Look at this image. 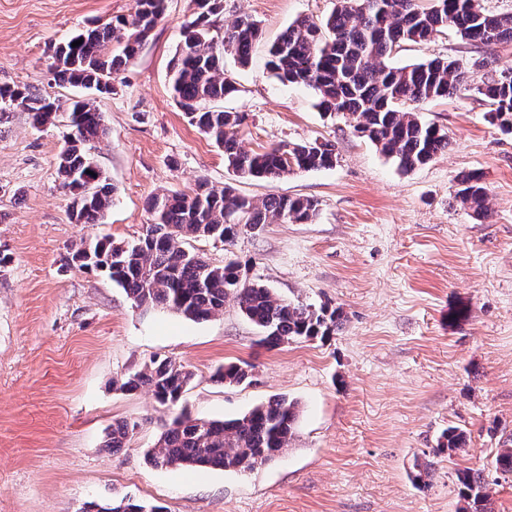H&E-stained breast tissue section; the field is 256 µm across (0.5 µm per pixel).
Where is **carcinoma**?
<instances>
[{"instance_id":"cac0c4a2","label":"carcinoma","mask_w":512,"mask_h":512,"mask_svg":"<svg viewBox=\"0 0 512 512\" xmlns=\"http://www.w3.org/2000/svg\"><path fill=\"white\" fill-rule=\"evenodd\" d=\"M196 11L182 26V39L171 60L169 82L174 99L188 123L224 149V162L245 180L275 181L298 170L329 169L336 165V145L315 138L281 142L259 151L247 150L239 139L245 114L212 106L236 91L224 77V56L244 66L262 29L250 16L237 17L220 29L215 17L224 0H194ZM165 0H136L129 17L88 25L53 50L55 81L98 95L113 91L111 82L136 57L164 14ZM451 31L476 48L512 41V12L488 11L483 0H336L329 16L304 17L288 25L269 48L272 76L282 83L302 84L314 91L318 106L342 114L353 131L370 140L403 171L415 169L448 149V134L421 120L406 106L419 105L458 93L474 92L487 106L486 119L512 134V79L498 74L480 85L472 83L469 62L435 57L396 66L393 55L407 43L428 41ZM82 41L74 47L72 43ZM27 112L36 127L55 124L61 104L34 86L0 84V120L8 112ZM71 132L59 158L61 186L71 200V219L98 224L112 206L113 187L103 173H88L94 157L87 145L102 136L105 115L90 98L68 108ZM455 198L477 215L488 213L480 175L464 172L457 178ZM318 203L308 197L269 194L261 201L217 188L202 179L190 192L164 191L147 202L150 215L138 238L116 241L106 235L81 242L72 258L90 250L104 256L105 273L123 288L135 307L166 309L192 320H207L235 303L263 333L259 343L270 347L293 339L326 338L340 330L337 309L285 301L270 288L249 281L240 264L213 266L193 251L199 239L231 242L240 225L263 230L267 224L312 221ZM193 373L174 359H152L122 383L145 388L171 411L169 427L145 450L157 469L222 468L250 471L288 448L300 415L298 402L275 396L231 420L193 418L178 409ZM215 377L241 384L250 377L246 366L227 364ZM137 424L112 425L103 447H126ZM464 444L463 433L451 427L438 452L453 453ZM463 512H492L490 491L481 474L458 471ZM96 512H161L130 500L94 504Z\"/></svg>"}]
</instances>
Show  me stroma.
Listing matches in <instances>:
<instances>
[{
	"label": "stroma",
	"instance_id": "stroma-1",
	"mask_svg": "<svg viewBox=\"0 0 512 512\" xmlns=\"http://www.w3.org/2000/svg\"><path fill=\"white\" fill-rule=\"evenodd\" d=\"M335 0H224L221 23L248 15L262 38L247 66L224 59L243 112V145L326 138L335 167L275 182L241 180L190 126L169 85L168 63L193 0H166L163 19L96 104L107 134L92 155L113 187L101 223L75 224L57 174L63 123L34 128L27 113L0 122V512H82L109 497L165 512H459L457 470L482 471L493 512H512V476L495 458L512 441V135L472 96L418 106L444 129L448 150L404 172L342 116L316 108L309 88L269 72L268 47L302 17ZM135 0H0V83L32 84L66 100L77 89L49 69L57 44L88 23L133 14ZM490 55L512 68V43L468 49L455 35L408 43L393 64ZM495 68V69H496ZM493 71V70H492ZM492 71L475 66L474 82ZM479 172L491 214L455 198L456 177ZM317 200L307 224H269L230 243H195L212 265L227 256L283 299L341 313L336 335L276 347L233 304L205 321L132 306L105 275L67 266L80 241L138 237L147 201L197 179ZM153 358L193 373L183 405L196 418L231 419L270 397L300 404L284 455L247 472L157 469L144 458L170 413L119 381ZM249 363L240 385L217 381ZM136 422L125 448L103 451L114 422ZM463 431V452L437 453L443 431ZM431 464L411 480L415 461Z\"/></svg>",
	"mask_w": 512,
	"mask_h": 512
}]
</instances>
